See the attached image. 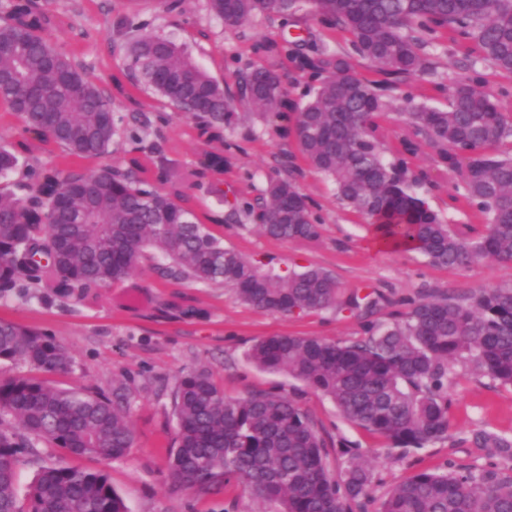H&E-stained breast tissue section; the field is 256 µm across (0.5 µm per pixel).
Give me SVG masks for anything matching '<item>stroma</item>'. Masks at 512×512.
Wrapping results in <instances>:
<instances>
[{
    "label": "stroma",
    "instance_id": "stroma-1",
    "mask_svg": "<svg viewBox=\"0 0 512 512\" xmlns=\"http://www.w3.org/2000/svg\"><path fill=\"white\" fill-rule=\"evenodd\" d=\"M48 4L66 14L70 23L67 32L59 36V45H78L88 78L109 87L112 73L126 63L124 54L116 49L122 39L117 26L125 11L122 0H48ZM139 10L143 32L167 37L184 47L230 94L236 90L240 62L250 59V43L279 32L278 25L260 17L230 27L208 11L206 0H184L181 10L170 13L154 0H142ZM143 99L154 125L163 127L173 146L174 159L186 170L201 168L206 154L223 153L224 142L237 144L228 165L206 171L205 184L232 187L253 198L265 188L268 175L289 149L259 121L225 131L224 142H206L158 95L147 92ZM300 187L313 200L314 212L322 222L318 241H275L263 236L251 222L224 224L215 227V234L223 238L225 246L264 267L279 272L321 267L336 275L344 292L368 286L379 289L387 298L374 315L380 322L389 321L404 310L406 299L426 289L464 292L512 283V263L480 262L465 270L445 269L429 265L417 254L372 248L373 226L338 204L330 182L309 172ZM162 291L153 272L145 267L84 300L53 298L41 303L13 293L0 295V317L53 334L68 349L71 370L49 375L52 385L108 394L113 378L130 380L135 445L125 458L100 464L130 512H276L275 503L259 500L240 486H230L224 494L208 498L172 486L164 454L176 427L169 388L177 375L195 367L208 369L232 397L271 389L299 396L326 439L331 465H338L348 454H360L374 469L379 498L418 470L451 471L486 464V457L470 442L477 428L512 436V388L462 369L448 386L451 435L426 448H388L382 439L345 420L331 401L302 382L260 371L246 359L250 346L266 336L362 339L364 318L334 310L301 317L267 313L242 304L230 289L194 283L186 285L183 293L196 308V315L158 318L153 297Z\"/></svg>",
    "mask_w": 512,
    "mask_h": 512
}]
</instances>
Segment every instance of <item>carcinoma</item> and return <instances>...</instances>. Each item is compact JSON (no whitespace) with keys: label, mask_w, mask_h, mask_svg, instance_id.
I'll return each instance as SVG.
<instances>
[{"label":"carcinoma","mask_w":512,"mask_h":512,"mask_svg":"<svg viewBox=\"0 0 512 512\" xmlns=\"http://www.w3.org/2000/svg\"><path fill=\"white\" fill-rule=\"evenodd\" d=\"M232 26L262 16L282 23L305 12L346 39L331 47L301 35L267 37L250 46L257 58L237 72V91L219 83L172 41L140 33L135 15L121 17L128 64L104 89L57 44L62 17L38 0H0V102L15 112L21 139L0 144V293L45 301L95 295L152 263L167 288L186 283L231 288L249 307L301 316L325 310L369 316L384 303L375 288L343 295L321 267L286 274L224 247L198 216L195 196L162 131L152 127L140 91H151L183 115L198 137L223 141L249 116L296 145L304 167L336 186L347 210L440 268L512 263V0H207ZM459 63L443 74L432 51ZM364 65L370 76L363 75ZM304 79L299 104L285 84ZM448 99V108L430 106ZM125 110L115 115L114 104ZM396 108L404 135L388 140L380 123ZM116 138L136 154L94 170L41 168L47 145L78 159L101 158ZM452 176L448 212L413 187L440 190L430 169ZM302 167V168H304ZM302 168L272 173L262 194L237 199L226 218L253 221L275 241L314 242L322 223L298 186ZM24 172V178L8 177ZM171 298L156 308L195 309ZM367 337L336 342L275 335L256 342L247 360L284 374L329 398L353 425L390 448H424L452 428L448 384L456 368L512 387V285L471 292L424 291ZM34 374L0 379V512H129L103 470L61 458L18 495L23 450L40 444L71 457L116 460L134 445L127 380H112V397L62 388L39 374H66L70 356L52 335L0 318V361ZM176 438L166 449L177 488L198 496L232 481L279 512H368L371 466L349 459L333 470L326 441L299 398L279 391L229 397L203 367L175 380ZM472 443L488 457L512 462V438L477 430ZM376 512H512V474L497 462L452 472L419 471L393 486Z\"/></svg>","instance_id":"cac0c4a2"}]
</instances>
